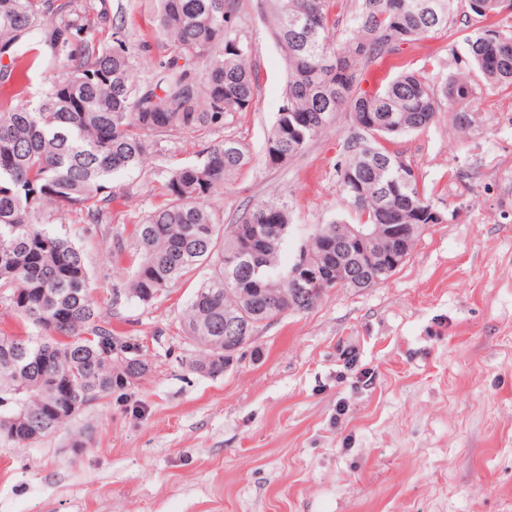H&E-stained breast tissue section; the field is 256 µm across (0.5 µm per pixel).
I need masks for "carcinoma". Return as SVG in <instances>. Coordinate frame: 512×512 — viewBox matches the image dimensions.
<instances>
[{"label":"carcinoma","instance_id":"carcinoma-1","mask_svg":"<svg viewBox=\"0 0 512 512\" xmlns=\"http://www.w3.org/2000/svg\"><path fill=\"white\" fill-rule=\"evenodd\" d=\"M485 25L467 39L468 72L491 86L512 88V0H465ZM455 0H361L351 34L331 39L343 0H257L287 68L282 102L267 130L266 166L277 169L305 150L338 113L362 132L338 167L349 217L316 228L297 251L319 250L348 225H377L379 248L398 250L383 225L413 224L417 240L443 215L420 187L419 171L388 144L430 127L438 99L470 102L477 84L461 74L437 86L406 69L373 92L359 88V61L392 54L448 29ZM121 10L112 17V44L96 38L105 10L92 2L0 0V54L21 42L12 61L42 67L43 51L64 54L65 73L35 106L0 108V303L38 329H0V442L27 444L56 433L94 403L128 389L147 372L143 345L104 325L91 298L81 250L42 211H78L90 224L111 220L112 182L146 172L153 143L173 131L200 132L251 111L258 73L240 29L235 0H158L157 40L174 47L143 84L133 71L149 62L147 45L130 47ZM203 159L175 164L160 187L162 202L133 224L140 260L124 291L145 305L188 273L205 266L184 316L194 352L191 368L224 373L238 360L228 336H252L289 311L304 312L328 290L319 282L297 294L282 282L294 262L281 253L292 210L284 196L247 205L234 224L220 222L216 199L251 158L226 136ZM342 261L346 288H370L382 273L349 245ZM25 414L27 422L15 416Z\"/></svg>","mask_w":512,"mask_h":512}]
</instances>
